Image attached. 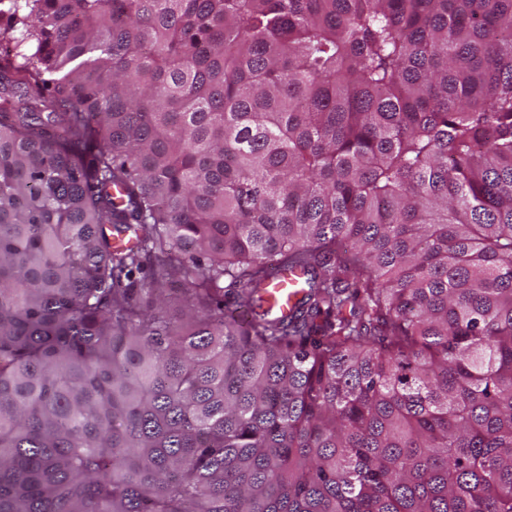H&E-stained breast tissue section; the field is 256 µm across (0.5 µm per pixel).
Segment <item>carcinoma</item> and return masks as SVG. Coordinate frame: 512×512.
I'll return each instance as SVG.
<instances>
[{
    "label": "carcinoma",
    "mask_w": 512,
    "mask_h": 512,
    "mask_svg": "<svg viewBox=\"0 0 512 512\" xmlns=\"http://www.w3.org/2000/svg\"><path fill=\"white\" fill-rule=\"evenodd\" d=\"M3 42L0 512H512V0H0ZM298 275L287 273L282 280L275 284H270L267 289V297L273 306L278 307L281 313H288L292 304L297 298L299 288H295Z\"/></svg>",
    "instance_id": "obj_1"
}]
</instances>
